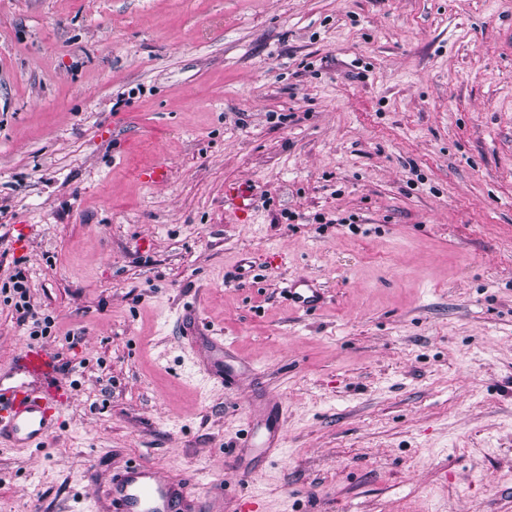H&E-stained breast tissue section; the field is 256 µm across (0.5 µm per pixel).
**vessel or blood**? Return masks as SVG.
Instances as JSON below:
<instances>
[{
    "label": "vessel or blood",
    "mask_w": 512,
    "mask_h": 512,
    "mask_svg": "<svg viewBox=\"0 0 512 512\" xmlns=\"http://www.w3.org/2000/svg\"><path fill=\"white\" fill-rule=\"evenodd\" d=\"M170 162L158 157L139 173L147 185L167 182ZM296 310L311 312L324 298L313 278L297 276L285 289ZM186 338L191 348L205 347L201 365L221 375L245 369L246 364L220 333L200 322L195 312L186 315ZM73 399L72 386L60 372L57 351L48 345H23L12 357L7 371H0V446L36 449L61 422ZM285 442L282 423L250 418L238 445L276 455ZM95 512H203L205 505L190 484L163 474L154 466L136 463L108 472L92 494Z\"/></svg>",
    "instance_id": "obj_1"
}]
</instances>
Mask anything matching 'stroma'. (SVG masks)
Here are the masks:
<instances>
[{
	"label": "stroma",
	"mask_w": 512,
	"mask_h": 512,
	"mask_svg": "<svg viewBox=\"0 0 512 512\" xmlns=\"http://www.w3.org/2000/svg\"><path fill=\"white\" fill-rule=\"evenodd\" d=\"M1 233L73 402L0 446V512L133 461L210 512L244 466L266 512H512V0H0ZM187 304L249 375L199 372ZM170 168L168 158L159 156L154 164L140 171L138 178L146 185H161L167 182ZM283 293L296 310L305 313L318 309L324 298L322 286L308 276H297L289 280L287 286L283 288ZM239 438L238 448H259L262 454L277 455L284 447L285 433L283 422L271 423L251 417L248 428Z\"/></svg>",
	"instance_id": "35a3bbf8"
}]
</instances>
